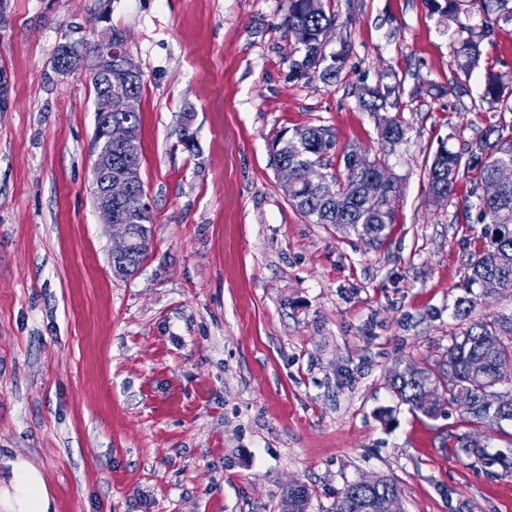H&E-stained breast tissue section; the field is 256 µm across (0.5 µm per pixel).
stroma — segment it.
Returning a JSON list of instances; mask_svg holds the SVG:
<instances>
[{
    "label": "stroma",
    "instance_id": "stroma-1",
    "mask_svg": "<svg viewBox=\"0 0 512 512\" xmlns=\"http://www.w3.org/2000/svg\"><path fill=\"white\" fill-rule=\"evenodd\" d=\"M323 4L340 16L327 52L350 50L329 85L292 76L283 0H0V458L41 473L51 512H281L293 481L332 512L379 476L403 512H512V421L432 419L390 388L459 330L481 226L470 178L437 201L427 171L440 145L512 137V111L481 98L489 69L512 89V25L466 15L481 62L457 97V24L426 0ZM110 27L143 74L153 207L127 277L93 204L90 74L54 68L59 44ZM379 84L391 104L360 107ZM302 126L333 135L330 173L351 147L385 159L383 243L292 205L271 142Z\"/></svg>",
    "mask_w": 512,
    "mask_h": 512
}]
</instances>
